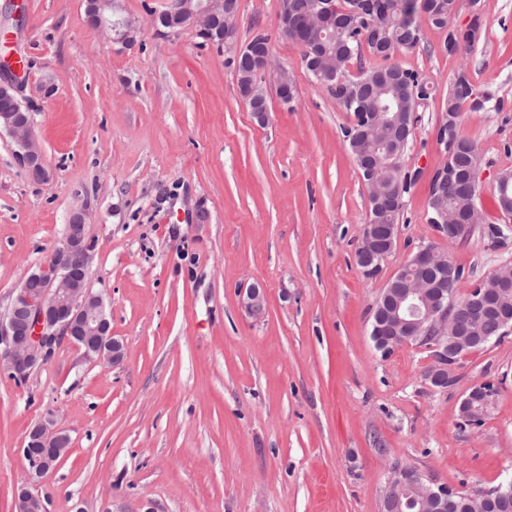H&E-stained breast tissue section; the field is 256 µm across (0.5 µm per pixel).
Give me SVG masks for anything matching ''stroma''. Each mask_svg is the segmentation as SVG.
Masks as SVG:
<instances>
[{"label":"stroma","mask_w":512,"mask_h":512,"mask_svg":"<svg viewBox=\"0 0 512 512\" xmlns=\"http://www.w3.org/2000/svg\"><path fill=\"white\" fill-rule=\"evenodd\" d=\"M165 3L123 0L141 27L125 48L84 0H0V56L27 61L19 78L50 170L32 180L0 134V313L81 208L90 286L124 345L113 368L64 343L27 381L0 374V512H15L25 435L51 411L71 447L41 487L49 512H380L396 464L466 492L512 481V334L474 351L447 390L425 384L430 350L385 358L370 337L380 289L419 244L477 280L512 262V231L496 246L477 229L451 244L426 218L435 132L464 65L491 100L459 131L481 153L484 219L503 221L493 193L512 171V0H458L452 26L482 21L470 50L442 52L425 22L396 58L433 92L403 157L422 175L373 279L354 262L368 200L345 137L353 117L280 34L281 0H240L235 33L242 44L268 32L295 86L283 102L266 76L265 125L227 53L189 30L157 33ZM254 285L266 294L257 318L241 305ZM484 381L498 386L494 409L458 429L464 391Z\"/></svg>","instance_id":"obj_1"}]
</instances>
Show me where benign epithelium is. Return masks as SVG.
<instances>
[{"instance_id":"obj_1","label":"benign epithelium","mask_w":512,"mask_h":512,"mask_svg":"<svg viewBox=\"0 0 512 512\" xmlns=\"http://www.w3.org/2000/svg\"><path fill=\"white\" fill-rule=\"evenodd\" d=\"M106 0H86L90 23L108 31L112 40L133 45L139 34L138 25L125 17L121 3L113 2L112 13L98 11V4ZM333 0H313L309 14L319 28L326 29L336 15ZM239 0H169L165 17L166 33L191 29L195 35L234 57H244L248 65H257L256 73L272 70L270 45L248 41L240 45L234 40ZM312 55L313 72L321 83L347 67V63H325L324 56L315 49ZM275 82L280 98L293 99V85L283 68L275 70ZM23 85L12 72L0 78V102L11 103L13 110L0 113V131H5L13 142L15 163L31 177L40 181L49 177L44 154L33 135L30 108L23 107ZM352 104L358 109L354 120L355 136L370 137L375 147L385 151L386 158L393 153L386 150V142L379 135V121L394 109L390 101L378 104L376 97L366 93L355 94ZM456 131L453 119L448 129H438L435 140L445 162L435 171L430 191L443 193L448 189V138ZM357 165L365 180L369 201L367 224L363 225V242L356 252V264L361 273L372 279L378 275L382 263L392 254L399 233L396 224L376 223L381 211L404 206L402 194L383 190L376 181V168L368 154L357 157ZM427 223L437 235L450 241L458 240L466 225L459 223L456 214L444 209L427 213ZM91 245L86 236L85 212L78 210L66 226L65 238L49 259L39 265L25 279L13 295L7 312L0 315V372L13 380L22 381L55 353L56 346L66 342L83 351L84 356L99 363L117 366L124 357L122 342L112 336L103 297L89 287ZM512 274V264L505 263L490 276L470 288L467 298L455 301L453 286L461 279L462 269L447 253H438L432 244L421 245L398 267L385 282L375 301L371 336L378 350L387 355L395 348L411 344H425L433 351V360L424 374L432 389H445L458 381V371L473 352L470 327L489 317L496 310V299L488 290L490 281H504L500 272ZM242 305L251 314H260L265 308L264 290L248 289ZM497 389L489 382L476 385L463 394L458 426L462 429L479 427L496 403ZM28 441L22 448L28 458L26 476L14 491L16 512H47V498L39 493L43 479L60 465V451L70 446L69 434L58 427L56 415L48 413L29 430ZM464 497L459 490L439 484L423 474L415 478H401L398 470L391 471L381 496L380 512H448V501Z\"/></svg>"}]
</instances>
